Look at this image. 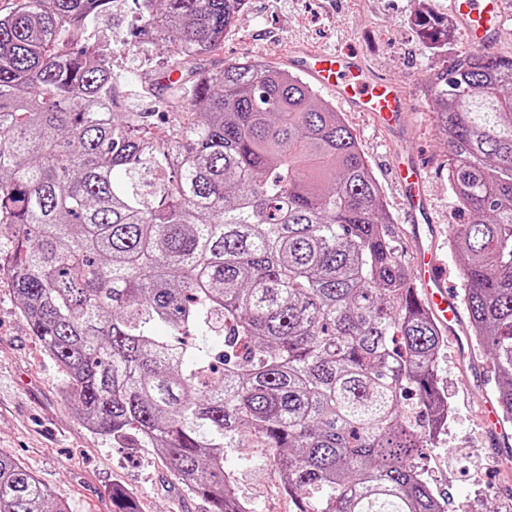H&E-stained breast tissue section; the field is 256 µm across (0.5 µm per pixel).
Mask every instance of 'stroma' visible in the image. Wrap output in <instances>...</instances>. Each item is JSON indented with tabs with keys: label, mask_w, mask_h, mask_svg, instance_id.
I'll use <instances>...</instances> for the list:
<instances>
[{
	"label": "stroma",
	"mask_w": 512,
	"mask_h": 512,
	"mask_svg": "<svg viewBox=\"0 0 512 512\" xmlns=\"http://www.w3.org/2000/svg\"><path fill=\"white\" fill-rule=\"evenodd\" d=\"M440 17L448 0H247L221 44L197 64L218 71L234 61L255 60L284 69L292 46L359 50L377 75L401 83L413 108L410 133L400 139L358 112L341 109L382 190L392 232L404 265H411L413 243L403 221V193L389 163L405 149L428 172L427 195L435 223H460L448 182V147L435 123V105L427 89L431 71L443 58L430 55L412 21L420 3ZM137 0H112L94 33L110 53L112 67L140 76L129 109L144 112L155 135H163L158 112L173 95L166 80L179 71L168 47L153 45L140 34ZM62 376L44 353L13 295L8 271H0V452L29 467L64 501L70 512H112L109 491L126 487L138 512H209L208 503L181 485L169 465L152 449L123 446L91 431L61 396ZM438 382L448 399V426L418 461L419 469L445 512H512V446L508 462L493 470L494 453L480 424L477 400L469 393L465 371L457 364L452 340L438 358ZM229 474L252 512H294L277 469L252 448L224 451Z\"/></svg>",
	"instance_id": "1"
}]
</instances>
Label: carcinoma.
<instances>
[{
  "label": "carcinoma",
  "mask_w": 512,
  "mask_h": 512,
  "mask_svg": "<svg viewBox=\"0 0 512 512\" xmlns=\"http://www.w3.org/2000/svg\"><path fill=\"white\" fill-rule=\"evenodd\" d=\"M112 0L0 7V224L33 335L91 430L169 461L210 512H249L224 449L258 448L296 512H444L418 470L448 421L441 330L415 297L356 135L306 81L198 73L246 0H142L194 79L163 137L88 42ZM427 49L448 23L415 14ZM471 334L512 423V57L434 71ZM112 512H137L111 489ZM0 512H69L0 452Z\"/></svg>",
  "instance_id": "obj_1"
}]
</instances>
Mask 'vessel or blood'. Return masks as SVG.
I'll list each match as a JSON object with an SVG mask.
<instances>
[{"mask_svg":"<svg viewBox=\"0 0 512 512\" xmlns=\"http://www.w3.org/2000/svg\"><path fill=\"white\" fill-rule=\"evenodd\" d=\"M449 8L457 29L471 48H493L502 31L501 0H450ZM291 66L316 87L334 95L349 111L365 112L378 124L401 129L411 110L406 90L399 84L376 78L361 56L321 48L298 49L290 57ZM393 177L400 184L404 207L414 243V279L421 289V303L454 340L459 360L471 357L473 349L464 343L465 320L456 295L448 287V270L436 256L437 227L429 212L424 173L405 154L394 155ZM482 423L492 446L511 442L502 431L491 401L482 404Z\"/></svg>","mask_w":512,"mask_h":512,"instance_id":"b4317fda","label":"vessel or blood"}]
</instances>
